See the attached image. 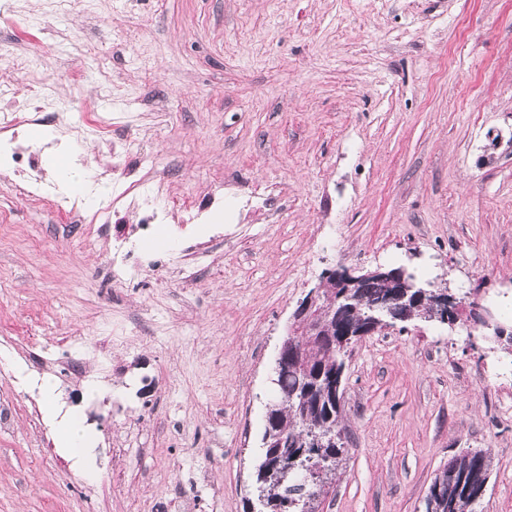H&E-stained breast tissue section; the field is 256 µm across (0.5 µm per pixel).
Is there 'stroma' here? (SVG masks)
Returning <instances> with one entry per match:
<instances>
[{
  "instance_id": "1",
  "label": "stroma",
  "mask_w": 512,
  "mask_h": 512,
  "mask_svg": "<svg viewBox=\"0 0 512 512\" xmlns=\"http://www.w3.org/2000/svg\"><path fill=\"white\" fill-rule=\"evenodd\" d=\"M0 84L45 81L79 136L48 159L110 220L64 219L0 180V512H251L277 347L325 271L404 265L512 314V0H0ZM114 113L187 204L225 192L182 253L112 280L126 232L87 132ZM123 333V347L112 345ZM95 436L86 478L39 410L40 375ZM341 474L320 512H426L449 458H491L512 512V364L466 327L364 337L344 374ZM207 481H200L203 466Z\"/></svg>"
}]
</instances>
